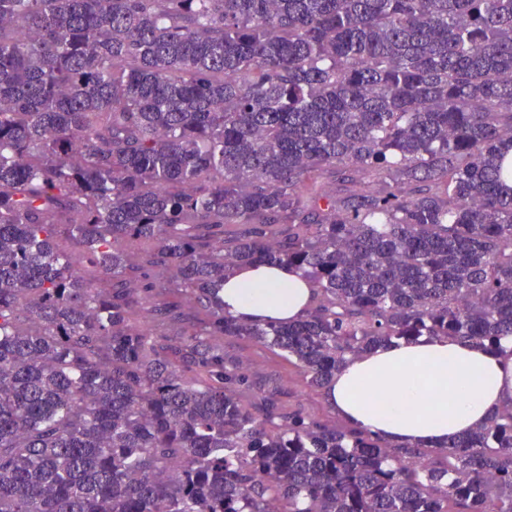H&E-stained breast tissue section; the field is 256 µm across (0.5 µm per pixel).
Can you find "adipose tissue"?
I'll return each mask as SVG.
<instances>
[{"label":"adipose tissue","instance_id":"1","mask_svg":"<svg viewBox=\"0 0 512 512\" xmlns=\"http://www.w3.org/2000/svg\"><path fill=\"white\" fill-rule=\"evenodd\" d=\"M224 308L253 323H288L311 305L309 281L249 265L227 279ZM350 425L398 444L442 446L512 403V360L451 338L386 344L350 358L322 392Z\"/></svg>","mask_w":512,"mask_h":512}]
</instances>
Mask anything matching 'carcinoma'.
I'll use <instances>...</instances> for the list:
<instances>
[{
  "instance_id": "obj_1",
  "label": "carcinoma",
  "mask_w": 512,
  "mask_h": 512,
  "mask_svg": "<svg viewBox=\"0 0 512 512\" xmlns=\"http://www.w3.org/2000/svg\"><path fill=\"white\" fill-rule=\"evenodd\" d=\"M511 151L512 0H0V512H512V403L391 444L214 345L506 351ZM250 264L313 304L226 313ZM309 281L287 266L249 265L224 281V308L237 318L264 324L292 322L311 305Z\"/></svg>"
}]
</instances>
